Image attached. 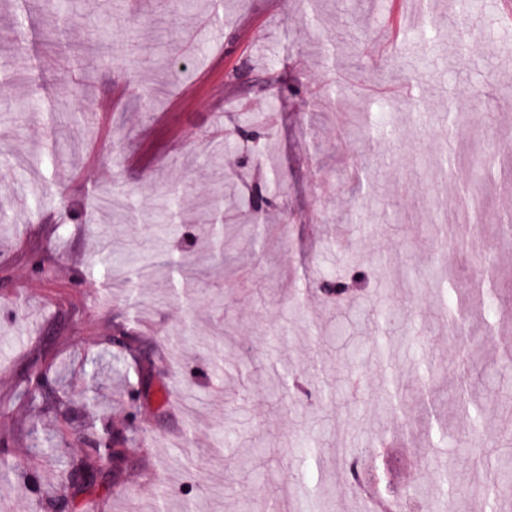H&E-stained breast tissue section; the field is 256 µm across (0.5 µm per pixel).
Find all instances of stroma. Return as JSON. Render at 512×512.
<instances>
[{"label":"stroma","mask_w":512,"mask_h":512,"mask_svg":"<svg viewBox=\"0 0 512 512\" xmlns=\"http://www.w3.org/2000/svg\"><path fill=\"white\" fill-rule=\"evenodd\" d=\"M87 0L60 30L45 0H0V48L17 31L15 80L0 90V430L9 429L16 465L0 512H55L60 491L45 478L77 451L64 441L46 452L38 440L61 424L77 434L89 424L143 430L121 488L77 495L69 512H135L163 501V512H382L364 490H350L339 449L385 452L396 494L421 486L426 512H512V498L488 502L486 473L496 469L512 406L499 391L512 374L470 377L485 415L482 438L461 445L470 424L457 414L462 354L448 342L438 288L447 281L470 298L466 328L473 359L496 366L512 338V242L497 231L512 214V24L498 0H482L480 25L430 0L443 29H423L415 0L405 47L374 51L388 0ZM341 31L351 47L329 55ZM134 43L89 76L67 75L64 62L99 35ZM169 58L168 74L159 66ZM73 100L103 121L66 123L55 170L36 166L47 141L44 102ZM373 113L375 126L352 129L343 115ZM265 150L283 177L275 191ZM233 155L244 197L266 199L263 224L225 202L224 264L212 267L200 233L217 191L203 158ZM494 175L483 183L480 219L467 251L438 252L442 227L471 225L460 181L476 159ZM455 178L439 172L441 164ZM194 195L175 229L150 222L158 196L178 180ZM40 207H33V199ZM141 239L147 252L170 254L202 270L178 293L159 271L116 288L98 267L99 239ZM502 276L504 301L487 330L471 299L476 256ZM362 272L354 299L321 293L325 274ZM398 306L399 322L377 325ZM233 324L251 369L223 361L224 326ZM139 325L144 349L163 350L151 392H144L105 339L115 325ZM363 344L359 360L350 347ZM46 360L41 397L62 415L20 401L34 354ZM97 360L88 395L87 360ZM296 372L300 399L273 402L264 390L283 370ZM404 410L388 407L391 384ZM167 400H160V393ZM266 448L269 480L255 490L237 458ZM322 464L309 474L305 449ZM461 479L456 495L437 490L440 469Z\"/></svg>","instance_id":"obj_1"}]
</instances>
